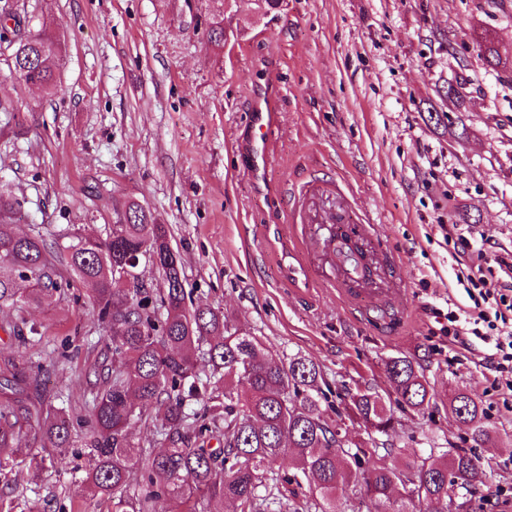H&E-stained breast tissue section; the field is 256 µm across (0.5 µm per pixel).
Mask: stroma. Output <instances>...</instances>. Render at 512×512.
I'll return each instance as SVG.
<instances>
[{"mask_svg":"<svg viewBox=\"0 0 512 512\" xmlns=\"http://www.w3.org/2000/svg\"><path fill=\"white\" fill-rule=\"evenodd\" d=\"M8 28L48 25L65 42L57 88L25 86L0 40V191L18 197L12 228L78 229L105 236L136 201L168 229L193 305L225 317L281 353L322 369V406L346 415V391L393 393L386 363L419 356L430 384L423 410H395L399 449L382 464L407 469L415 455L450 448L479 455L492 485L512 483V393L492 391L499 374L478 339L451 348L438 315L466 309L473 248L451 230L483 234L512 260V0H224V45L208 39L210 0H0ZM490 37L510 65L483 64ZM465 87L466 110L449 111L443 86ZM271 96L273 158L253 174L247 156L253 106ZM465 139H458V132ZM315 181L319 203L344 190L373 224V249L393 254L403 321L386 328L370 303L353 306L323 261V230L310 225L301 256L310 290L289 288L280 243L288 188ZM88 286L53 294L23 314L0 310V366L12 362L30 393L68 400L87 415L94 365L108 333L87 302ZM43 336L29 345L30 327ZM70 342L48 376L31 365ZM475 394L490 438L474 443L448 408L451 392ZM89 449L45 452L42 466L17 455L0 475V512H95L82 485L96 465ZM286 456L267 473L261 512H288L306 486L277 487Z\"/></svg>","mask_w":512,"mask_h":512,"instance_id":"1","label":"stroma"}]
</instances>
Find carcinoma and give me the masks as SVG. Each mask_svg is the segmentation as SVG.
<instances>
[{
    "instance_id": "carcinoma-1",
    "label": "carcinoma",
    "mask_w": 512,
    "mask_h": 512,
    "mask_svg": "<svg viewBox=\"0 0 512 512\" xmlns=\"http://www.w3.org/2000/svg\"><path fill=\"white\" fill-rule=\"evenodd\" d=\"M213 2L210 41L224 44V0ZM13 72L26 85L55 86L62 44L42 26L13 31ZM21 207L0 193V308L23 311L53 293L66 294L79 283L92 285L90 302L97 321L109 332L112 375L93 397L86 418L69 407L47 409L20 386L15 375L0 379V472L13 456L38 437L59 453L78 443L91 449L95 468L84 486L110 512H154L163 498L193 503L191 512H210L230 500L236 512H258L264 474L271 464L292 456L293 481L307 486V507L334 512L336 490L347 479L374 505V512H435L448 502V474L457 473L465 491L483 484L486 471L472 453L430 450L413 466L397 470L364 467L369 458L398 449L370 442L350 448L336 438L341 422L326 415L319 393L322 371L304 356H285L237 327L224 313L188 305L180 256L170 246L167 228L150 210L132 201L127 224H114L106 237L77 230L60 235L51 248L41 230L13 234L10 221ZM143 246L155 249L160 287L131 286L116 272ZM395 398L368 390L346 395L351 416L376 434L389 435L393 405L421 410L429 403V385L418 362L396 356L387 364ZM451 412L476 442L489 438L476 398L457 393ZM159 422L167 449L155 455L138 447L132 426ZM223 439V448L210 447ZM144 457L134 472L129 460Z\"/></svg>"
}]
</instances>
